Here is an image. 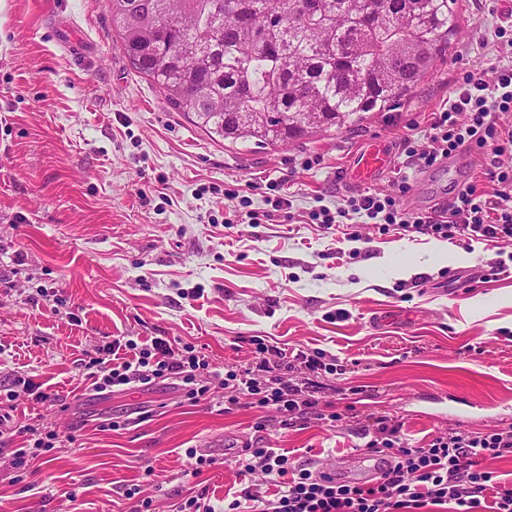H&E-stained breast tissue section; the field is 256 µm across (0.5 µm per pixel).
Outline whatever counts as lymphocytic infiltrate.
<instances>
[{"mask_svg": "<svg viewBox=\"0 0 512 512\" xmlns=\"http://www.w3.org/2000/svg\"><path fill=\"white\" fill-rule=\"evenodd\" d=\"M497 57L486 68L466 73L455 84L444 110L434 113L431 145L424 150L406 148L409 164L430 167L440 158L462 148L481 149L486 174L496 190L491 198L467 187L448 205L431 214L399 210L391 196L365 193L350 198L337 212L312 211L310 218L322 228L336 230L347 240H359L351 219L359 215L376 224L379 231L399 230L464 243L491 242L512 246V168L501 158L512 153V127L498 125L495 113L512 112V16L497 28ZM256 349L264 356L255 367L245 370L234 394L226 396L224 409L232 411L241 398L252 407L276 414L281 428L296 424L336 421L331 403L308 382V375L325 370L324 355L303 350L287 355L281 349L256 339ZM274 356L282 372L259 383L268 371L267 356ZM204 355L196 349L179 354L169 340L154 339L142 348L131 339H113L95 348L86 363L87 375L98 394L131 383L149 387L161 377L182 383L184 398L196 403L207 399L211 387L198 372L206 368ZM369 452L384 456L389 469L368 483L357 484L319 476L298 464L281 448L257 443L245 445L235 464L240 476L261 473L273 491L256 496L245 487L227 507L212 504L207 488H200L178 506V512H238L242 500H260V512H423L429 506H449L451 512H512V484L497 485L483 463L512 453V427L485 433L448 432L434 436L427 445L406 447L402 424L386 416L367 417L358 428Z\"/></svg>", "mask_w": 512, "mask_h": 512, "instance_id": "obj_1", "label": "lymphocytic infiltrate"}]
</instances>
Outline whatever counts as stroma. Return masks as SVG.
Returning a JSON list of instances; mask_svg holds the SVG:
<instances>
[{
  "instance_id": "obj_1",
  "label": "stroma",
  "mask_w": 512,
  "mask_h": 512,
  "mask_svg": "<svg viewBox=\"0 0 512 512\" xmlns=\"http://www.w3.org/2000/svg\"><path fill=\"white\" fill-rule=\"evenodd\" d=\"M456 7L447 61L400 110L259 149L211 138L132 69L109 0H0V416L59 437L20 476L10 451L25 438L0 435V512H130L134 486L172 512L195 488L193 449L212 461L218 505L261 484L232 457L256 437L314 467L359 453L350 406L399 420L412 448L512 426V273L491 275L498 246L372 224L351 242L308 219L355 196L342 176L367 142L426 148L431 114L494 54L512 0ZM450 180L400 153L367 190L424 214ZM277 182L288 212L234 220L263 217ZM119 336L202 348L210 398L189 404L167 380L94 396L82 361ZM255 336L335 356L314 381L336 422L259 434L265 411H225V380L261 359ZM26 378L51 401L7 400ZM111 415L124 427L103 428Z\"/></svg>"
}]
</instances>
